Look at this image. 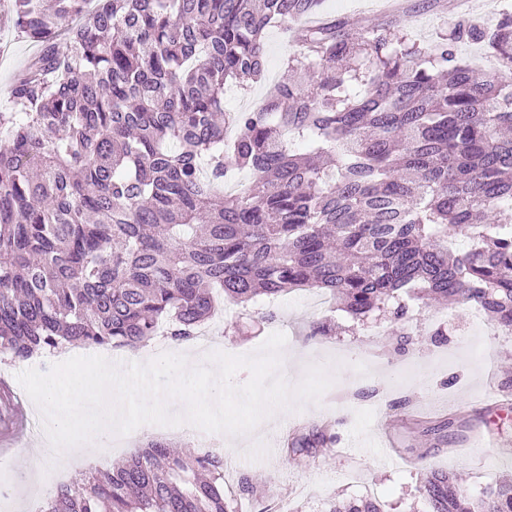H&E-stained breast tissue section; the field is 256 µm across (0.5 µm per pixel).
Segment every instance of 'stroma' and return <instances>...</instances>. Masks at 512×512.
I'll use <instances>...</instances> for the list:
<instances>
[{"instance_id":"1","label":"stroma","mask_w":512,"mask_h":512,"mask_svg":"<svg viewBox=\"0 0 512 512\" xmlns=\"http://www.w3.org/2000/svg\"><path fill=\"white\" fill-rule=\"evenodd\" d=\"M410 2L416 14L409 34L420 44L446 33L459 18L453 0H444V9L437 11L429 9L428 0ZM2 39L10 48L0 54V93L36 50L35 43L5 25L0 27ZM266 49L264 82L246 91L228 86L227 108H248L278 78L285 60L304 54L300 41L277 28L270 30ZM308 296V289L301 288L280 298L272 323L259 319L265 307L261 301L245 308L224 303L210 322L213 350L251 354L280 331L287 337L282 375H297L303 359L311 358L335 377L319 402L298 412L278 411L275 421L252 434L248 446H221L224 491L237 512H323L330 501L364 497L378 500L384 512H422L420 482L427 471L456 474L474 497L512 473V461L506 458V448L512 446V390L497 388L500 380L512 378V335H502L469 303L416 299L405 322H355L332 300L322 310L310 308ZM319 323L331 325L329 335H313L312 327ZM93 352V347L75 344L64 352L15 362L0 353V391L20 398L25 409L24 419L17 421L12 409L0 403V449L10 451L0 485L13 490L10 499L0 500V512H28L31 501L50 495L42 482L44 472L71 478L88 467L78 457L62 469L48 456L30 471L18 467V457L41 436L31 426L37 409L18 373L44 371ZM324 421L333 424L338 436L333 451L296 458L277 443L293 429L306 432ZM245 474L261 479L266 494H240L238 481Z\"/></svg>"}]
</instances>
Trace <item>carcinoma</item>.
<instances>
[{
    "mask_svg": "<svg viewBox=\"0 0 512 512\" xmlns=\"http://www.w3.org/2000/svg\"><path fill=\"white\" fill-rule=\"evenodd\" d=\"M320 3L7 0L0 23L39 50L0 110V353L190 341L216 291L246 306L317 288L354 320L395 322L424 294L512 327V84L453 50L482 42L511 69L512 15L425 47L404 11L326 17L261 110L225 111L226 85L264 78L267 30ZM245 169L249 185L224 192ZM333 442L323 423L287 452ZM420 492L425 512H512L511 478L473 499L431 471ZM42 512L236 510L219 455L155 439ZM329 512L382 510L363 498Z\"/></svg>",
    "mask_w": 512,
    "mask_h": 512,
    "instance_id": "cac0c4a2",
    "label": "carcinoma"
}]
</instances>
